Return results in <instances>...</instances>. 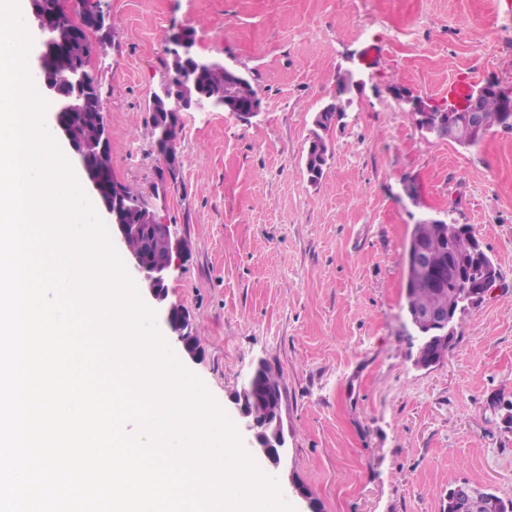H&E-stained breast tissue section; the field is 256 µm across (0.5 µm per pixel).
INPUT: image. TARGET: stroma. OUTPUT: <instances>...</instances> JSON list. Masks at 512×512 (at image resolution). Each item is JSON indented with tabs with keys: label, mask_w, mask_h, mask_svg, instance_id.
Wrapping results in <instances>:
<instances>
[{
	"label": "stroma",
	"mask_w": 512,
	"mask_h": 512,
	"mask_svg": "<svg viewBox=\"0 0 512 512\" xmlns=\"http://www.w3.org/2000/svg\"><path fill=\"white\" fill-rule=\"evenodd\" d=\"M100 3L112 38L89 71L112 173L190 243L168 283L203 350L185 367L238 428L230 394L258 360L279 374L288 454L261 471L293 512H442L463 481L512 499V128L464 148L421 131L390 92L444 108L449 81L471 72L512 84V0ZM180 28L246 74L262 108L248 123L185 113L179 182L166 188L148 102ZM346 72L363 85L322 134L329 159L313 185V116ZM426 218L469 225L499 271L427 369L405 265Z\"/></svg>",
	"instance_id": "obj_1"
}]
</instances>
